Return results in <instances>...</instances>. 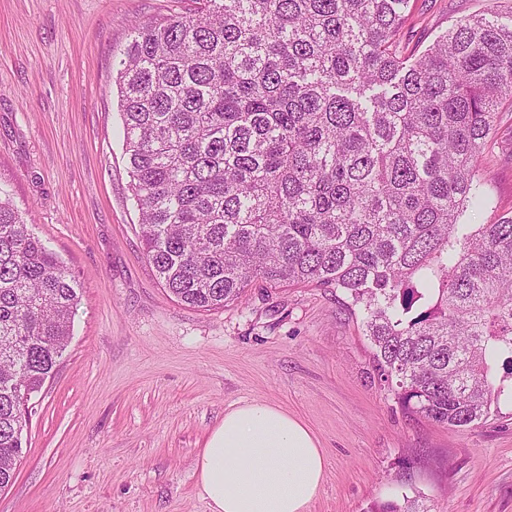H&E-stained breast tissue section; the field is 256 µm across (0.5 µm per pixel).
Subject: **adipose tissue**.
I'll list each match as a JSON object with an SVG mask.
<instances>
[{"label": "adipose tissue", "mask_w": 512, "mask_h": 512, "mask_svg": "<svg viewBox=\"0 0 512 512\" xmlns=\"http://www.w3.org/2000/svg\"><path fill=\"white\" fill-rule=\"evenodd\" d=\"M325 470L311 431L261 401L227 410L197 461L199 490L211 512H306Z\"/></svg>", "instance_id": "obj_1"}]
</instances>
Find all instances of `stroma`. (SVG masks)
I'll use <instances>...</instances> for the list:
<instances>
[{
	"instance_id": "1",
	"label": "stroma",
	"mask_w": 512,
	"mask_h": 512,
	"mask_svg": "<svg viewBox=\"0 0 512 512\" xmlns=\"http://www.w3.org/2000/svg\"><path fill=\"white\" fill-rule=\"evenodd\" d=\"M184 0H0V188L80 288L70 345L31 401L27 444L0 512H211L196 462L238 403L302 421L326 459L308 512H512V397L454 429L405 410L381 380L343 294L249 289L198 311L143 249L112 67L133 26ZM400 39L421 54L477 14L512 24V0H411ZM484 211L512 214V103L480 163Z\"/></svg>"
}]
</instances>
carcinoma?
Segmentation results:
<instances>
[{
  "instance_id": "1",
  "label": "carcinoma",
  "mask_w": 512,
  "mask_h": 512,
  "mask_svg": "<svg viewBox=\"0 0 512 512\" xmlns=\"http://www.w3.org/2000/svg\"><path fill=\"white\" fill-rule=\"evenodd\" d=\"M133 27L116 64L145 255L181 304L336 288L384 381L450 428L512 379V215L467 224L512 99V25L457 22L419 57L410 0H194ZM79 285L0 197V491L26 403L67 350Z\"/></svg>"
}]
</instances>
